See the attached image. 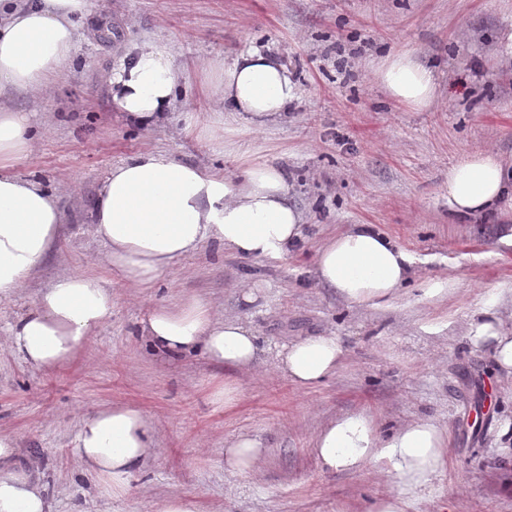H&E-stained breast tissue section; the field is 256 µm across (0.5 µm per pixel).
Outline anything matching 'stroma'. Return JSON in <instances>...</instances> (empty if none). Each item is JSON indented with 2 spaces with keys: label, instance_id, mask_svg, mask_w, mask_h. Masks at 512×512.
<instances>
[{
  "label": "stroma",
  "instance_id": "1",
  "mask_svg": "<svg viewBox=\"0 0 512 512\" xmlns=\"http://www.w3.org/2000/svg\"><path fill=\"white\" fill-rule=\"evenodd\" d=\"M82 38L58 78L39 95L0 93V107L30 113L33 150L13 175L40 181L63 209L64 230L36 274L0 300V431L13 434L21 463L38 473L53 512H160L172 495L198 512H369L398 494L378 463L351 474L323 471L315 436L337 414L362 412L383 430L417 418L445 429L444 468L410 496L407 512H512V460L498 443L512 421V380L498 379L488 351L468 342L487 300L512 320V247L500 217L448 218V168L493 150L512 166V0H88L75 20ZM162 41L186 68L187 94L160 125L146 127L112 100L109 77L133 47ZM277 53L298 88L288 111L262 124L224 114V149L186 136L219 104L210 66L250 48ZM414 53L438 79V99L415 109L389 97L375 69ZM156 149L183 163L239 173L272 159L287 168L302 237L276 258L249 259L208 242L175 261L151 288L125 287L109 271L91 230L95 198L112 165ZM372 224L413 258L400 293L355 305L319 283L314 255L327 240ZM98 278L112 316L63 366L43 372L2 342L39 292L59 275ZM451 288L431 297V282ZM256 300L245 303L242 286ZM200 297L250 326L265 354L234 374L194 354L167 360L139 334L159 304ZM332 335L344 348L336 374L305 388L276 369L275 354L305 336ZM238 379L239 402L215 395ZM123 403L156 429L152 458L124 496L81 466L73 436L89 413ZM242 434L265 449L255 480L224 472V449Z\"/></svg>",
  "mask_w": 512,
  "mask_h": 512
}]
</instances>
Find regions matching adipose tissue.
<instances>
[{
	"instance_id": "adipose-tissue-1",
	"label": "adipose tissue",
	"mask_w": 512,
	"mask_h": 512,
	"mask_svg": "<svg viewBox=\"0 0 512 512\" xmlns=\"http://www.w3.org/2000/svg\"><path fill=\"white\" fill-rule=\"evenodd\" d=\"M86 10L87 0H37L28 6L0 0V89L39 92L57 78L81 37L73 18ZM181 78L167 45L144 44L113 70L112 99L131 118L155 124L174 110ZM377 78L392 99L413 108L428 107L438 97L433 71L407 53L382 62ZM211 93L232 111L259 120L287 111L297 86L279 58L251 48L221 65ZM31 129L28 113L0 109V296L12 294L38 269L63 226L53 195L9 173L31 152ZM289 195L287 171L271 161L248 163L230 177L146 149L106 175L92 231L107 248L111 273L129 287L147 288L170 264L207 242L244 257L280 256L302 234V213ZM510 208L512 174L497 153H472L449 168L450 215L478 217ZM411 264L407 251L370 224L336 235L315 256L319 280L356 304L395 296ZM111 316L112 298L98 279L65 274L10 326L5 346L31 367L51 370L69 362ZM140 334L172 358L199 353L237 371L259 360L252 330L196 297L155 308ZM468 340L489 349L499 377L512 380V327L492 305L471 323ZM343 353L336 337L309 336L279 352L278 367L294 383L310 387L336 372ZM74 444L85 467L107 477L113 494L121 495L153 454L155 436L142 411L115 405L85 417ZM445 445L444 431L429 420L407 422L383 436L361 412L338 414L314 440L328 472L388 463L402 492L377 500L372 512H405L408 494L425 487L443 466ZM263 456L259 440L239 436L224 450V471L232 479L257 477ZM0 512H50L40 479L19 462L15 439L1 433Z\"/></svg>"
}]
</instances>
